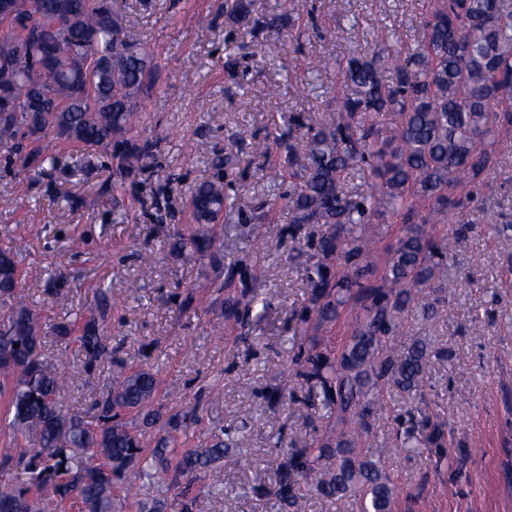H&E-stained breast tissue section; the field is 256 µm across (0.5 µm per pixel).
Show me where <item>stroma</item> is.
Masks as SVG:
<instances>
[{"instance_id": "obj_1", "label": "stroma", "mask_w": 512, "mask_h": 512, "mask_svg": "<svg viewBox=\"0 0 512 512\" xmlns=\"http://www.w3.org/2000/svg\"><path fill=\"white\" fill-rule=\"evenodd\" d=\"M127 28L152 59L140 99L145 122L132 134L145 147L126 176L103 148L46 133L26 164L0 147V245L18 252V300L51 322L80 324L106 295L112 360L88 361L76 338L50 336L44 356L67 357L65 401L85 409L113 377L133 367L157 371L163 416L195 407L183 449L229 440L211 476L195 482L194 512H293L267 490L289 448L311 447L327 419L307 386L290 382L305 338L307 269L323 232L291 222L288 182L266 177L307 125L336 120V62L374 55L387 40L405 50L422 40L430 0H254L233 18L225 0H116ZM336 30L335 43L321 29ZM327 59V67L311 62ZM267 140V157H251ZM224 160L235 209L209 225L214 255L198 261L173 249V229L191 232V189ZM125 180V195L112 184ZM472 225L451 257L462 279L431 321L409 331L444 352L424 386L430 410L447 421L450 446L424 444L412 400L392 393L374 405L370 437L387 450L399 490L396 512H512V244L496 228L512 224V134L500 136L474 200L449 212ZM41 229L30 237V226ZM262 264L261 303L249 325L225 299ZM139 285L129 294L130 285Z\"/></svg>"}]
</instances>
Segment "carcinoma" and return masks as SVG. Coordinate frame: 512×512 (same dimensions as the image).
Listing matches in <instances>:
<instances>
[{
  "label": "carcinoma",
  "mask_w": 512,
  "mask_h": 512,
  "mask_svg": "<svg viewBox=\"0 0 512 512\" xmlns=\"http://www.w3.org/2000/svg\"><path fill=\"white\" fill-rule=\"evenodd\" d=\"M0 144L35 161L24 140L52 131L88 146L123 152L127 172L145 151L128 133L140 122V94L152 64L140 40L127 30L112 0H14L11 19L0 23ZM421 43L402 52L385 44L367 59L351 55L338 63L342 85L336 122L308 125L297 162L288 148V167L274 177L292 185V223L322 224L311 306L303 322L311 328L299 349L296 376L319 391L333 425L314 448H293L270 495L296 510L295 478L324 498L357 497L364 512H395L396 488L386 473L384 451L360 456L355 444L368 437L373 405L392 388L421 394L431 349L409 335V318L419 296L428 319L459 286L449 273L451 246L461 239L437 237L430 225L448 223L459 204L454 192L471 191L483 180L494 154V136L512 127V0H434L424 17ZM392 77L384 79L383 70ZM395 111L398 126L383 130L373 114ZM368 172L371 188L351 196L347 176ZM196 224H214L234 211L216 174L191 192ZM428 214L407 224L375 282L362 277L372 265L368 226L380 219ZM175 246L202 258L213 248L209 233L175 232ZM22 275L16 252L0 247V395L7 396L15 433L33 445L5 454L3 463L22 479L0 489V512H44L49 499L58 512H119L132 497L127 474L153 480L173 472L199 476L224 458L226 443L193 452L178 448L171 434L145 449L126 416L151 408L159 381L147 368L112 379L90 412L64 404L68 376L60 362L42 355L48 332L64 340L66 324H48L34 309L14 302ZM361 302L342 349L318 347L317 333L335 321L351 298ZM262 299L245 288L231 296L226 311H250ZM106 309L99 302L86 317L80 342L93 362L112 360L104 336ZM426 442L441 446L446 421L421 413Z\"/></svg>",
  "instance_id": "cac0c4a2"
}]
</instances>
